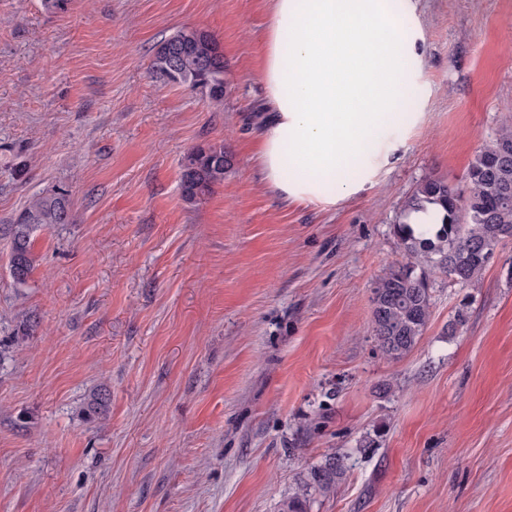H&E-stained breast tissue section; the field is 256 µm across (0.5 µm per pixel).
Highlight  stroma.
<instances>
[{"label":"stroma","mask_w":512,"mask_h":512,"mask_svg":"<svg viewBox=\"0 0 512 512\" xmlns=\"http://www.w3.org/2000/svg\"><path fill=\"white\" fill-rule=\"evenodd\" d=\"M414 3L424 118L327 205L258 177L268 0H0V512H283L331 452L346 475L308 512H512V241L470 284L431 275L408 355L373 335L406 197L463 184L512 118V0ZM182 28L221 44L223 102L152 72ZM208 144L234 165L190 205ZM61 186L71 219L34 232L16 286L9 224ZM232 156L223 145L192 149L181 165L180 189L183 201L199 204L216 184L224 182V174L233 165Z\"/></svg>","instance_id":"35a3bbf8"}]
</instances>
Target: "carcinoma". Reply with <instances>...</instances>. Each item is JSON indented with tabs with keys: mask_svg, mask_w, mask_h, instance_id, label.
I'll return each instance as SVG.
<instances>
[{
	"mask_svg": "<svg viewBox=\"0 0 512 512\" xmlns=\"http://www.w3.org/2000/svg\"><path fill=\"white\" fill-rule=\"evenodd\" d=\"M177 53L175 67L169 56ZM152 68L160 78L214 100L224 97V53L205 30L177 31L157 46ZM233 158L224 145L192 149L180 176L183 201L196 205L213 187L224 182ZM433 206L442 211L441 227L432 239L418 237L410 224L412 211ZM70 221L69 193L57 188L31 197L10 224V272L14 282L27 283L32 268L31 234L37 227ZM395 233L407 262L389 268L372 291V325L377 346L384 355L399 359L412 351L431 317L432 299L425 272L433 268L457 285L477 279L497 247L512 240V126L507 124L475 155L462 188L432 174L421 178L405 201ZM346 457L333 452L310 470L299 490L288 499L284 512H305L311 492L336 491L347 466Z\"/></svg>",
	"mask_w": 512,
	"mask_h": 512,
	"instance_id": "carcinoma-1",
	"label": "carcinoma"
}]
</instances>
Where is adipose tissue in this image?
I'll return each instance as SVG.
<instances>
[{
  "label": "adipose tissue",
  "instance_id": "obj_1",
  "mask_svg": "<svg viewBox=\"0 0 512 512\" xmlns=\"http://www.w3.org/2000/svg\"><path fill=\"white\" fill-rule=\"evenodd\" d=\"M261 182L283 202L336 203L399 158L420 75L413 0H270Z\"/></svg>",
  "mask_w": 512,
  "mask_h": 512
}]
</instances>
